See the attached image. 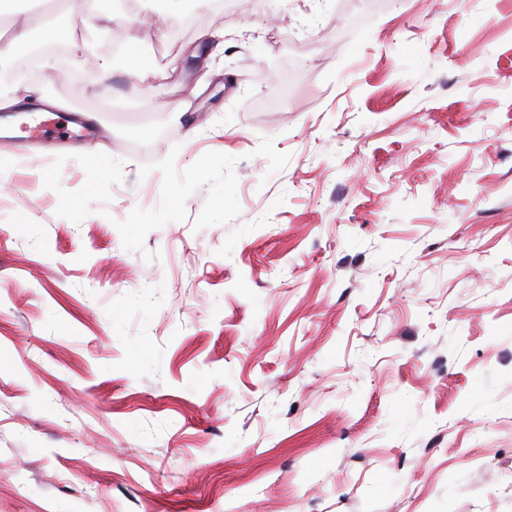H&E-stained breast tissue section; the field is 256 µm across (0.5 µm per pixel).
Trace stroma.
I'll return each instance as SVG.
<instances>
[{"label": "stroma", "mask_w": 512, "mask_h": 512, "mask_svg": "<svg viewBox=\"0 0 512 512\" xmlns=\"http://www.w3.org/2000/svg\"><path fill=\"white\" fill-rule=\"evenodd\" d=\"M70 6L97 135L0 119V512H512V0Z\"/></svg>", "instance_id": "35a3bbf8"}]
</instances>
